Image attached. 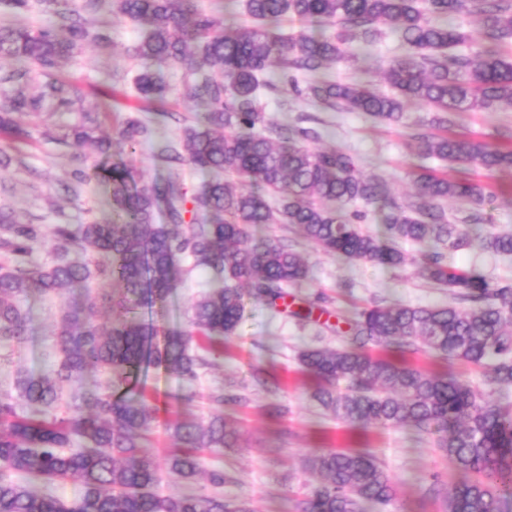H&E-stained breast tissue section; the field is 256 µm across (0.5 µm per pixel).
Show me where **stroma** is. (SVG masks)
<instances>
[{"label": "stroma", "mask_w": 512, "mask_h": 512, "mask_svg": "<svg viewBox=\"0 0 512 512\" xmlns=\"http://www.w3.org/2000/svg\"><path fill=\"white\" fill-rule=\"evenodd\" d=\"M112 49L100 52L88 44L60 71L73 87L92 102L106 99L110 112L101 129L113 133L127 117L141 116L142 103L131 87L141 65L126 50L141 35L140 27L129 19L112 17ZM405 50L391 34L375 44L367 61L342 59L331 68L341 81H373L382 91L390 86L384 72ZM172 88L168 109L172 119L156 123L154 139L145 142L131 158L132 165L146 180H162L168 168L158 159L157 148L164 141L178 140L185 124L200 120L187 97L188 84L182 71H165ZM261 106L269 122H299L317 127L320 144L337 147L353 155L360 169L386 181L398 199L413 194L411 172L416 164L408 146L409 131L374 124L358 112H330L297 96L289 86L278 94L265 95ZM454 132L474 133L489 143L505 140L512 132V110H478L455 116ZM91 155V148L76 150L47 141L34 134L30 145L21 147L23 165L0 174V204L16 209L24 221L34 224H85L103 220L108 214L107 189L91 180L69 191L70 159L76 153ZM257 238H275L292 245L311 267L310 281L289 289L286 306L272 307L249 302L236 335L225 338L224 353L195 384L197 396L192 406H184L177 396L184 388L176 375L161 369L150 371L144 390L156 409L149 451L164 460L172 446V426L184 409L201 418L210 413L207 395L223 388L225 396L237 397L233 408L241 422L240 447L205 454V470L223 469L230 481L221 489L224 498H243L253 512H286L309 492L315 479L304 472L302 460L321 448L368 450L395 484V497L378 512H445L443 498L427 497V479L436 475L453 485L458 473L454 463L436 451L430 439H419L411 430L353 426L336 421L313 399V383L303 372L296 355L305 346L330 349L347 347L348 338L337 330L338 320L351 317L362 307L403 302L442 305L447 289L420 277L414 267L391 269L367 262H347L324 254L298 235L289 224L254 227ZM448 262L463 269L476 268L494 281H512V258L463 249L449 253ZM209 274L203 270L186 273L173 306L155 312L161 325L184 324L191 304L204 292ZM80 297L72 288L58 297L29 296L22 306L30 316L29 336L24 343H0V394L13 391L16 370L35 373L48 370L55 361L53 331L62 305ZM314 304L312 319L301 322L291 312ZM410 362L433 372L452 371L467 379L481 392L490 391L482 373L461 363L447 364L425 352L410 355ZM493 392V391H490ZM495 399L512 404V387L493 392Z\"/></svg>", "instance_id": "obj_1"}]
</instances>
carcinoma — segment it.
Returning <instances> with one entry per match:
<instances>
[{
	"mask_svg": "<svg viewBox=\"0 0 512 512\" xmlns=\"http://www.w3.org/2000/svg\"><path fill=\"white\" fill-rule=\"evenodd\" d=\"M0 3L15 17L0 26V59L14 63L0 76L11 85L0 94V130L24 142L30 132L15 115L78 113L76 123L58 132L47 127L43 135L93 147V165L79 161L66 190L97 179L108 186L110 208L109 219L75 228L29 224L0 206V342L21 343L28 335L20 298L85 290L79 303L61 311L54 367L38 375L18 371V397H0V512H249L243 500L192 485L202 453L239 447V423L224 413L223 392L210 394L208 418L174 425L165 466L186 489L162 495L154 492L158 467L148 451L156 409L129 384L151 368L195 383L210 362L193 350L194 336L221 346L236 333L246 300L284 301L288 286L308 279L299 252L272 238L250 243L257 224H290L324 253L353 262L415 265L448 289L444 306L365 308L347 320L349 347L304 348L299 362L317 382L313 397L337 419L410 427L434 438L462 474L445 497L446 512H512V407L457 377L364 350L372 343L403 357L422 348L450 364L483 368L494 387L512 385V281L492 282L447 261V253L475 245L512 256V232L484 224L483 187L421 165L433 158L451 169L512 170V139L493 146L448 134L453 113L512 108V58L504 55L512 45V0H246L256 20L251 25L222 23L196 0H85L89 11L104 6L144 27L129 48L144 63L133 84L142 99L159 104L155 112L168 114L170 89L154 65L185 70L191 96L205 109L203 125H185L178 141L160 148L158 157L171 170L163 182L144 181L125 160L152 138L151 125L129 120L112 138L98 135V105H85L57 75L89 35L108 48V25L89 32L71 0H49L58 9L46 26L22 20L33 0ZM286 16L306 31L279 34ZM465 16L478 19V32L465 30ZM328 25L336 32L325 34ZM384 28L411 50L388 69L393 93L369 81L331 79L327 70L336 61L370 56ZM300 75L308 78L303 88ZM281 82L323 109L360 112L388 126L407 125V100L433 111L428 131L412 136L420 161L412 197L389 196L351 154L310 145L320 139L314 129L282 123L259 131L266 116L258 97L277 92ZM186 165L216 177L190 196L178 174ZM449 200L470 206L469 223L449 220ZM357 203L363 209H350ZM371 213L383 224L380 234L360 227ZM45 240L54 259L40 265L31 256ZM401 241L418 245V253H404ZM186 260L211 273L207 290L185 325L161 328L142 309L177 294ZM101 308L115 314L108 326L97 322ZM66 385L78 388L67 401ZM306 464L321 481L300 512H373L395 496L393 481L368 452L321 450ZM14 472L47 485L78 479L84 491L66 503L14 480Z\"/></svg>",
	"mask_w": 512,
	"mask_h": 512,
	"instance_id": "carcinoma-1",
	"label": "carcinoma"
}]
</instances>
